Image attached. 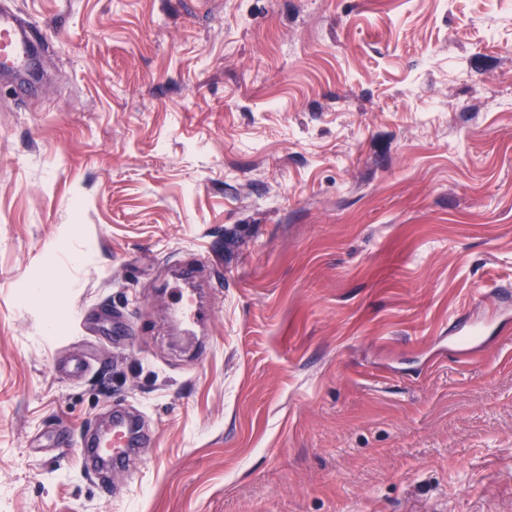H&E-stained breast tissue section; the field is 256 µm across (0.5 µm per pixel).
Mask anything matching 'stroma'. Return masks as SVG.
Here are the masks:
<instances>
[{
  "label": "stroma",
  "instance_id": "35a3bbf8",
  "mask_svg": "<svg viewBox=\"0 0 512 512\" xmlns=\"http://www.w3.org/2000/svg\"><path fill=\"white\" fill-rule=\"evenodd\" d=\"M1 8L0 512H512V0ZM25 20L0 9V67L23 68L29 58V44L23 31ZM174 316L187 325H204L211 318L207 308L198 305L193 297H185L183 292L178 296ZM143 436L139 432L138 420L128 413L114 414L112 424L104 431L82 443L81 456H89L115 468L126 466L129 449L137 446Z\"/></svg>",
  "mask_w": 512,
  "mask_h": 512
}]
</instances>
